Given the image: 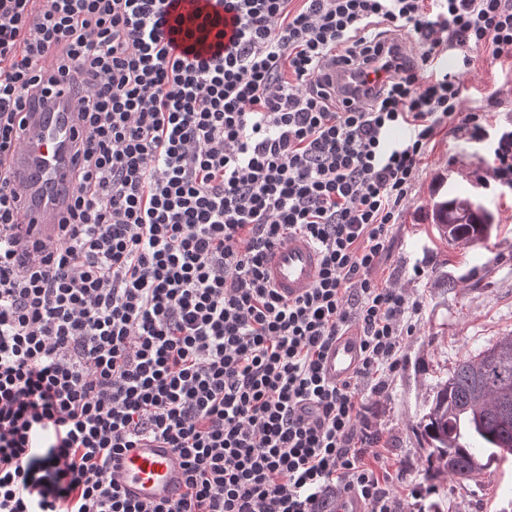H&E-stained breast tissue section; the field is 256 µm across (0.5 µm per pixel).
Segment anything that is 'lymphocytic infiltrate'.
<instances>
[{
  "instance_id": "1",
  "label": "lymphocytic infiltrate",
  "mask_w": 512,
  "mask_h": 512,
  "mask_svg": "<svg viewBox=\"0 0 512 512\" xmlns=\"http://www.w3.org/2000/svg\"><path fill=\"white\" fill-rule=\"evenodd\" d=\"M0 0V512H408L369 416L418 302L374 276L436 131L512 127L461 110L472 55H512V0ZM415 44L388 82L339 97L327 68ZM457 66L440 71L445 48ZM72 87L85 139L69 216L30 242L10 158L33 95ZM404 137H396V130ZM320 257L295 301L267 283L289 234ZM355 330L349 380L321 364ZM151 438L180 497L129 499L110 464Z\"/></svg>"
}]
</instances>
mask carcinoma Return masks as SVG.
Returning a JSON list of instances; mask_svg holds the SVG:
<instances>
[{"label":"carcinoma","instance_id":"1","mask_svg":"<svg viewBox=\"0 0 512 512\" xmlns=\"http://www.w3.org/2000/svg\"><path fill=\"white\" fill-rule=\"evenodd\" d=\"M432 212L439 235L451 241L479 240L482 225L495 223L466 192L442 194ZM420 425L444 475L474 480L512 457V332L459 360L433 388Z\"/></svg>","mask_w":512,"mask_h":512}]
</instances>
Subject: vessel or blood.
Instances as JSON below:
<instances>
[{"label": "vessel or blood", "mask_w": 512, "mask_h": 512, "mask_svg": "<svg viewBox=\"0 0 512 512\" xmlns=\"http://www.w3.org/2000/svg\"><path fill=\"white\" fill-rule=\"evenodd\" d=\"M80 106L73 94L40 101L24 112L26 145L15 154L12 169L16 181L26 187L20 203L22 237L52 236L66 214L78 162L76 144L84 136ZM319 256L305 237H289L266 262L267 279L283 300L303 295L316 282ZM360 363L355 332L337 337L322 361L325 377L341 382L352 377ZM112 476L124 493L137 501L158 503L174 500L185 475L172 449L145 440L112 463Z\"/></svg>", "instance_id": "obj_1"}]
</instances>
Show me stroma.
<instances>
[{"mask_svg":"<svg viewBox=\"0 0 512 512\" xmlns=\"http://www.w3.org/2000/svg\"><path fill=\"white\" fill-rule=\"evenodd\" d=\"M461 89L463 111L481 113L492 128L512 124V56L475 55ZM450 189L475 194L493 212L497 226L486 239L440 238L432 203ZM421 260L424 273L412 280V267ZM376 276L407 285L420 304L404 364L388 392L371 403L370 415L388 442L393 477L430 487L417 512H502L512 489V459L492 465L475 480L439 476L427 462L419 429L437 380L461 357L512 332V187L494 181L491 158L462 130L437 131Z\"/></svg>","mask_w":512,"mask_h":512,"instance_id":"stroma-1","label":"stroma"}]
</instances>
